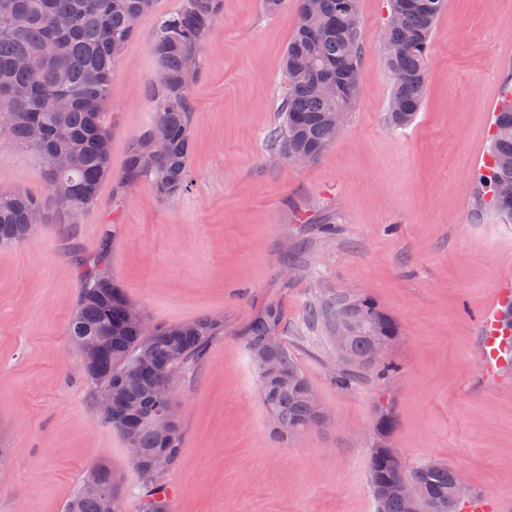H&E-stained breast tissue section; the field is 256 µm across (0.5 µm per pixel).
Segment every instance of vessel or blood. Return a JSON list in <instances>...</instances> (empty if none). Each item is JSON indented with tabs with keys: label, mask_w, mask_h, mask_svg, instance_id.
Returning <instances> with one entry per match:
<instances>
[{
	"label": "vessel or blood",
	"mask_w": 512,
	"mask_h": 512,
	"mask_svg": "<svg viewBox=\"0 0 512 512\" xmlns=\"http://www.w3.org/2000/svg\"><path fill=\"white\" fill-rule=\"evenodd\" d=\"M512 301V290L499 289L495 304L485 308L480 315L482 353L479 373L483 380H499L502 372L512 366V335L505 333L500 323L501 304Z\"/></svg>",
	"instance_id": "vessel-or-blood-1"
}]
</instances>
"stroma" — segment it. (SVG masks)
<instances>
[{"instance_id": "1", "label": "stroma", "mask_w": 512, "mask_h": 512, "mask_svg": "<svg viewBox=\"0 0 512 512\" xmlns=\"http://www.w3.org/2000/svg\"><path fill=\"white\" fill-rule=\"evenodd\" d=\"M180 3L154 0L114 67L112 173L78 223H61L39 155L0 139V192L43 204L32 235L0 247V512H63L100 461L124 512H141V475L69 337L82 264L104 247L110 278L150 325L224 322L174 380L181 448L164 475L167 512H376L381 403L405 469L442 461L489 512H512V375L488 386L478 369L479 313L512 289V223L482 207L478 182L512 78V0H447L423 105L404 128L387 117L389 2L358 0L359 96L336 141L302 164L274 141L298 0L275 14L222 0L190 87L189 186L164 200L124 166L154 113L158 21ZM339 297L393 321L392 371L340 382L327 308ZM270 310L325 420L285 440L246 348Z\"/></svg>"}]
</instances>
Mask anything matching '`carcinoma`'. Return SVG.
I'll use <instances>...</instances> for the list:
<instances>
[{"mask_svg":"<svg viewBox=\"0 0 512 512\" xmlns=\"http://www.w3.org/2000/svg\"><path fill=\"white\" fill-rule=\"evenodd\" d=\"M153 0H0V97L14 88L24 96L0 112V127L8 139L36 151L45 166L48 189L82 210L98 201L102 181L111 173L110 116L112 71L119 50L135 33L131 19L141 17ZM219 0H182L179 10L163 17L157 27L153 51L159 63L156 83L149 91L155 105L152 125L132 144L125 163V180L151 177L156 194L167 200L179 197L188 186L190 153L189 88L183 77L195 70L206 36L219 9ZM446 0H390V16L383 39V55L393 80L388 116L397 126L410 124L419 112L426 91L430 37ZM299 23L284 56L286 83L282 91L283 125L276 135L282 154L290 160L317 158L335 141L336 126L353 105L359 91L360 31L349 26L348 16L358 13V0H319L314 10L300 0ZM52 55L43 78L31 83L19 64L25 56L47 51ZM69 106L56 109V100ZM493 143L481 187L485 204L506 221H512V196H500L496 186L512 183V91L505 92L494 115ZM59 153L71 156L64 171L52 167ZM43 210L32 194L0 193V246L19 243L30 233V216ZM108 247L84 265L77 309L69 325L75 345L88 339L100 342L104 352L98 362L95 395L112 394V408L103 421L120 434L134 430V446L141 449L135 465L150 488L143 512H166L159 468L172 465L178 455L179 425L162 436L153 419L173 398L176 371L199 354L221 328L216 318L158 326L150 332L128 321L132 303L107 275ZM336 323L351 320L354 336L347 351L359 363L340 357L344 382L364 369L386 371V360L371 363L366 356L375 346L390 347L396 328L372 304L336 299L331 306ZM276 316L255 320L247 337L254 369L259 373L264 401L284 424L275 428L290 436L315 419H323L316 396L288 349L274 335ZM273 353L283 379H266L257 363L261 353ZM149 356L164 373L168 385L144 370ZM374 500L386 512H459L468 492L456 486L455 470L428 463L403 470L391 448L375 449L369 466ZM410 481L413 498L394 493ZM123 512L118 478L105 463L92 467L64 512Z\"/></svg>","mask_w":512,"mask_h":512,"instance_id":"carcinoma-1","label":"carcinoma"}]
</instances>
